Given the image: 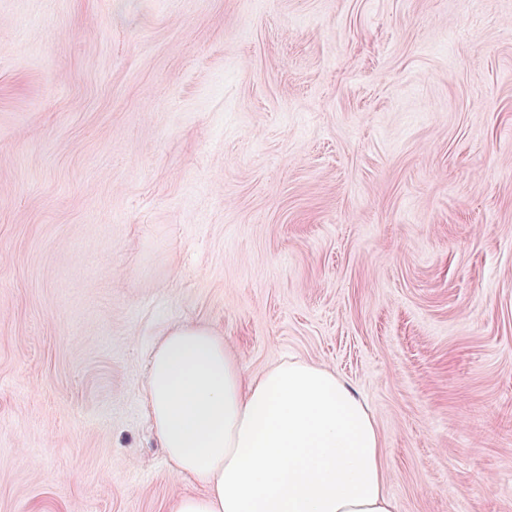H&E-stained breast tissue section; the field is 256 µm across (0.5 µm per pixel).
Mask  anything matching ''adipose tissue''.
<instances>
[{
  "instance_id": "ef3b65f1",
  "label": "adipose tissue",
  "mask_w": 512,
  "mask_h": 512,
  "mask_svg": "<svg viewBox=\"0 0 512 512\" xmlns=\"http://www.w3.org/2000/svg\"><path fill=\"white\" fill-rule=\"evenodd\" d=\"M146 393L175 473L204 486L173 512H394L375 421L324 365L249 380L223 336L180 324L150 356Z\"/></svg>"
}]
</instances>
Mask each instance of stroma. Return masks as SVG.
<instances>
[{"mask_svg": "<svg viewBox=\"0 0 512 512\" xmlns=\"http://www.w3.org/2000/svg\"><path fill=\"white\" fill-rule=\"evenodd\" d=\"M367 402L396 512H512V0H0V512H172V325Z\"/></svg>", "mask_w": 512, "mask_h": 512, "instance_id": "obj_1", "label": "stroma"}]
</instances>
